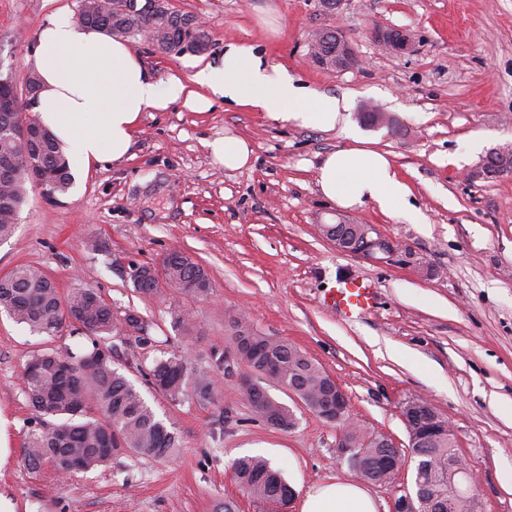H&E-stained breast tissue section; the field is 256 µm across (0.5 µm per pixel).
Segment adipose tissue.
<instances>
[{"instance_id": "adipose-tissue-1", "label": "adipose tissue", "mask_w": 512, "mask_h": 512, "mask_svg": "<svg viewBox=\"0 0 512 512\" xmlns=\"http://www.w3.org/2000/svg\"><path fill=\"white\" fill-rule=\"evenodd\" d=\"M40 77L36 110L41 124L59 143L72 170L86 172L106 160L127 157L142 112L163 109L186 98L204 109L227 98L242 107L272 110L274 118L322 130L336 127L341 103L296 85L288 74L270 66L252 47L227 44L224 63L195 75L205 95L185 96L178 79L159 87L123 41L61 16L43 27L34 50ZM317 182L323 195L350 209L374 203L386 213L409 210L408 185L386 153L352 147L331 152L321 161ZM373 494L358 483L330 479L309 488L298 512H378Z\"/></svg>"}]
</instances>
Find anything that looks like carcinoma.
<instances>
[{"label": "carcinoma", "mask_w": 512, "mask_h": 512, "mask_svg": "<svg viewBox=\"0 0 512 512\" xmlns=\"http://www.w3.org/2000/svg\"><path fill=\"white\" fill-rule=\"evenodd\" d=\"M123 0H80L78 22L107 33L127 29L140 36L154 32L158 21L149 12L134 13L121 8ZM191 34L198 53L209 45L201 27L194 30L174 29L156 40L163 54H180L183 35ZM14 115L0 113V155L22 160L24 147L13 129ZM39 161L55 191L66 192L72 174L63 153L50 138L42 146ZM25 183L20 178L0 179V239L10 236L16 219L10 204L25 202ZM148 267L130 275L135 290L151 299H163L167 292L157 287L148 276ZM165 283L179 293L205 298L212 289L204 268L190 256L173 252L163 263ZM0 311L31 331L54 335L64 324V315L72 318L86 335L91 348L79 353L44 351L32 355L23 367L24 393L41 418L42 427L27 433L24 460L32 470L53 464L55 471H76L70 463L85 472L106 465L115 451L126 449L137 455L165 461L178 448L175 432L157 419L135 385L114 367L112 357L100 356L107 348L105 339L124 328L146 332L147 325L132 314L118 316L93 288H75L61 295L56 283L43 271L19 266L0 278ZM231 345L239 362L262 379L287 388H298L307 394L323 392L327 374L323 368L297 348L272 336L259 334L250 321L232 313L227 316ZM224 366V357L212 358V365L193 364V356L172 353L153 360L146 372L147 382L171 398L179 397L187 388L209 400L216 391L214 369ZM255 413L272 429L288 431L294 426L293 411L274 398L255 408ZM372 434L354 425L344 430V438L367 449L372 459L386 456L387 449L371 440ZM417 458L418 493L421 512H441L448 496L446 473L448 457L458 455L448 429L441 427L424 447L414 449ZM233 480L249 495L269 503L284 501L291 489L280 470L266 460L247 457L232 469Z\"/></svg>", "instance_id": "cac0c4a2"}]
</instances>
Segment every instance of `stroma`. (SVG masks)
<instances>
[{
    "label": "stroma",
    "mask_w": 512,
    "mask_h": 512,
    "mask_svg": "<svg viewBox=\"0 0 512 512\" xmlns=\"http://www.w3.org/2000/svg\"><path fill=\"white\" fill-rule=\"evenodd\" d=\"M169 2L201 21L210 47L165 55L129 39L159 84L176 77L194 89L198 70L223 65L227 44L251 46L298 84L345 100L344 121L321 130L223 98L203 112L178 100L142 112L128 158L75 177L64 193L27 185L14 231L0 240V275L31 266L61 293L96 288L115 312L148 323V346L126 330L107 343L180 448L165 462L122 450L66 479L47 465L29 469L24 442L36 413L21 390L22 366L34 351L78 352L90 339L69 326L34 334L0 313V512H271L231 476L233 462L251 456L281 468L297 498L316 483L351 479L336 425L274 387L296 425L268 427L246 397V367L218 372L207 401L148 387L144 373L161 352H223L230 312L321 365L347 392L352 418L398 446L408 444L402 404L429 400L478 478L483 512H512V173L471 177L493 148L512 144V0H345L335 15L318 0ZM77 8L78 0H0V76L24 87L41 27ZM337 26L359 62L329 75L312 61L309 39ZM377 26L409 30L413 52L381 51L371 38ZM368 105L395 117L400 132L364 125ZM227 130L253 150L243 168L213 163L205 146ZM357 136L387 153L421 223L323 196V156ZM341 218L373 225L399 252L373 260L336 249L320 227ZM174 250L206 269L208 297L172 289L161 302L136 292L131 267L162 269ZM351 277L371 283L375 302L347 318L330 293ZM179 314L191 317V331L176 327Z\"/></svg>",
    "instance_id": "obj_1"
}]
</instances>
